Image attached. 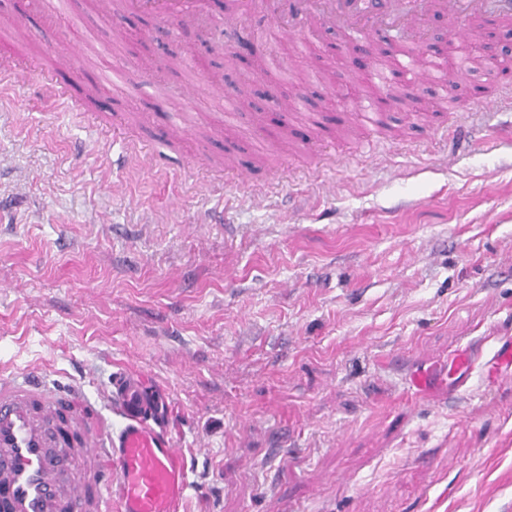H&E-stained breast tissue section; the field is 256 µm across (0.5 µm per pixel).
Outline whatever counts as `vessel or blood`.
Masks as SVG:
<instances>
[{
  "label": "vessel or blood",
  "instance_id": "vessel-or-blood-1",
  "mask_svg": "<svg viewBox=\"0 0 512 512\" xmlns=\"http://www.w3.org/2000/svg\"><path fill=\"white\" fill-rule=\"evenodd\" d=\"M151 2L156 15L176 24L211 11L210 0H102L107 14L131 13ZM271 5L280 37L298 26H340L367 50L384 36L385 19L416 33L428 17L445 14L449 36L463 40L473 19L512 17V0H240L225 17L224 39L244 33L239 17ZM422 47L405 49L394 70L407 86L447 83L449 64L423 63ZM111 397L120 429L99 415L76 388L52 387L32 373L0 374V512H178L187 488L183 460L171 437L155 429L156 404L140 378L120 370Z\"/></svg>",
  "mask_w": 512,
  "mask_h": 512
}]
</instances>
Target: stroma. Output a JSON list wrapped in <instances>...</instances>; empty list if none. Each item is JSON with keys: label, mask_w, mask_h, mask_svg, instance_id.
Returning <instances> with one entry per match:
<instances>
[{"label": "stroma", "mask_w": 512, "mask_h": 512, "mask_svg": "<svg viewBox=\"0 0 512 512\" xmlns=\"http://www.w3.org/2000/svg\"><path fill=\"white\" fill-rule=\"evenodd\" d=\"M227 60L216 35L99 0H0V372L75 381L113 427L112 374L164 406L180 512H512V69L455 68L364 125L342 29ZM97 102L50 88L57 41ZM479 354L448 388L457 351ZM428 388L414 394L415 375Z\"/></svg>", "instance_id": "1"}]
</instances>
